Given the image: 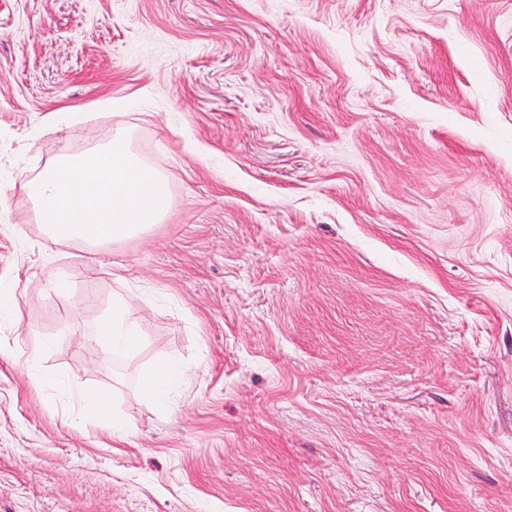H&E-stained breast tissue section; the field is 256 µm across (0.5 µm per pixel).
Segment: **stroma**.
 I'll return each mask as SVG.
<instances>
[{
	"label": "stroma",
	"mask_w": 512,
	"mask_h": 512,
	"mask_svg": "<svg viewBox=\"0 0 512 512\" xmlns=\"http://www.w3.org/2000/svg\"><path fill=\"white\" fill-rule=\"evenodd\" d=\"M121 131L164 219L50 240ZM0 190V512H512V0H0ZM104 337L106 356L130 355L140 345V327L128 303L122 297L112 300V315L98 329ZM182 376V370L176 365H159L143 377L142 392L148 399L163 404L179 386Z\"/></svg>",
	"instance_id": "35a3bbf8"
}]
</instances>
